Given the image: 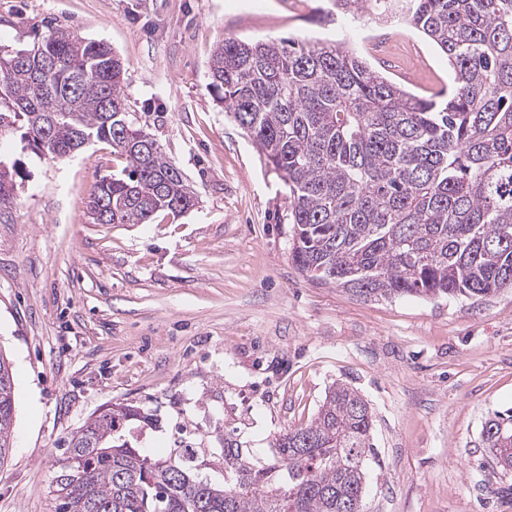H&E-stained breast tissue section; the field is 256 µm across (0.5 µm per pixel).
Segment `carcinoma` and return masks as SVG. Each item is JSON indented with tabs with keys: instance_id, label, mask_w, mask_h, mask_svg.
<instances>
[{
	"instance_id": "1",
	"label": "carcinoma",
	"mask_w": 512,
	"mask_h": 512,
	"mask_svg": "<svg viewBox=\"0 0 512 512\" xmlns=\"http://www.w3.org/2000/svg\"><path fill=\"white\" fill-rule=\"evenodd\" d=\"M394 0H336L352 17ZM404 21L448 58L452 86L426 98L341 46L224 38L209 88L288 187L291 259L310 281L364 301L466 299L512 288V0H406ZM124 63L102 41L54 28L0 46V133L50 160L89 142L125 157L94 183L95 224H151L196 194L128 112ZM17 169L0 165V221ZM15 379L0 384V460L13 448ZM131 404L73 432L52 481L56 512H361L373 413L338 383L307 424L275 435L273 457L224 439L223 481L194 452L137 448ZM495 467L512 472V411L482 425Z\"/></svg>"
}]
</instances>
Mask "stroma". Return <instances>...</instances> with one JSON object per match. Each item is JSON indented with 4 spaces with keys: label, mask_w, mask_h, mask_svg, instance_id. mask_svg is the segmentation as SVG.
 Listing matches in <instances>:
<instances>
[{
    "label": "stroma",
    "mask_w": 512,
    "mask_h": 512,
    "mask_svg": "<svg viewBox=\"0 0 512 512\" xmlns=\"http://www.w3.org/2000/svg\"><path fill=\"white\" fill-rule=\"evenodd\" d=\"M56 26L122 59L131 112L197 204L92 223L95 178L124 164L109 145L53 161L0 136V159L21 170L0 223V354L16 384L0 512H55V462L104 405L151 415L142 447L209 462L228 438L271 454L337 383L375 415L364 512H512V473L481 438L512 410V290L364 301L308 281L281 176L208 86L230 35L338 43L420 96L451 83L447 57L405 23L337 17L334 0H0L1 45Z\"/></svg>",
    "instance_id": "35a3bbf8"
}]
</instances>
